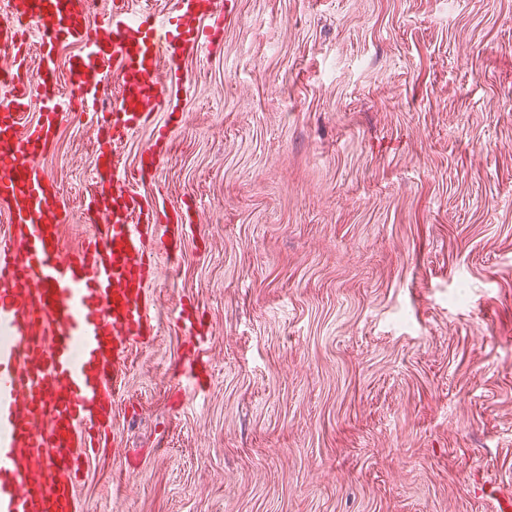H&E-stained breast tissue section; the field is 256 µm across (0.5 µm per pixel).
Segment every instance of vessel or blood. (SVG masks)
Segmentation results:
<instances>
[{"label":"vessel or blood","mask_w":512,"mask_h":512,"mask_svg":"<svg viewBox=\"0 0 512 512\" xmlns=\"http://www.w3.org/2000/svg\"><path fill=\"white\" fill-rule=\"evenodd\" d=\"M223 21L218 0H172L161 16L127 0H0V512H79L86 459L109 446L130 355L158 330L154 257L186 231L131 186L161 163L172 130L154 115L173 110L183 62ZM65 44L78 51L62 68ZM68 117L107 140L81 216L93 231L71 254L74 216L42 164ZM147 125L148 164L126 169L118 147Z\"/></svg>","instance_id":"1"}]
</instances>
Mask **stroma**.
<instances>
[{
	"instance_id": "stroma-1",
	"label": "stroma",
	"mask_w": 512,
	"mask_h": 512,
	"mask_svg": "<svg viewBox=\"0 0 512 512\" xmlns=\"http://www.w3.org/2000/svg\"><path fill=\"white\" fill-rule=\"evenodd\" d=\"M164 161L116 453L80 512H495L512 493V0H224ZM98 144L43 162L73 212ZM198 311L211 364L177 378Z\"/></svg>"
}]
</instances>
